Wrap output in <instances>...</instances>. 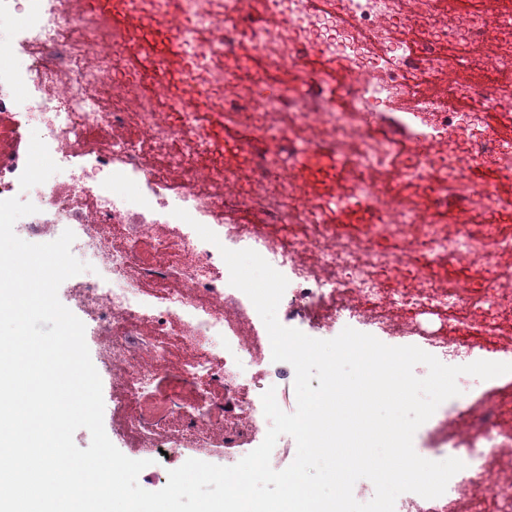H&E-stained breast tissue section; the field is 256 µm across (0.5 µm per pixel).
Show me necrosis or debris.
<instances>
[{"instance_id": "1", "label": "necrosis or debris", "mask_w": 512, "mask_h": 512, "mask_svg": "<svg viewBox=\"0 0 512 512\" xmlns=\"http://www.w3.org/2000/svg\"><path fill=\"white\" fill-rule=\"evenodd\" d=\"M242 0H180L166 24L176 33L188 65L177 88L166 81L144 90L140 80L120 79L122 35L104 17L85 13L81 0H0V197L27 185L37 211L16 221L17 236L56 233L70 225L71 251L91 265L95 278L74 283L70 302L83 313L97 339V362L112 380L114 405L138 431L154 456L182 442L212 445V420L224 416V445L239 448L266 434L262 395L273 365L263 321L251 300L230 285L222 249H251L284 275L281 303L289 319L331 329L341 318L393 338L419 337L439 360L471 354L472 346L450 342L412 321L386 317V308L432 312L455 308L467 327L495 330L491 313L512 308V294L497 288L475 294L445 285L438 273L471 260L512 256V233L497 220L512 212V198L466 181L464 165L477 162L512 172V143L482 131L462 151L437 152L442 134L459 129L469 111L507 96V89L452 82L448 97L429 95L425 84L460 66L487 72L512 69V19L475 15L465 23L443 20L439 0H330L317 10L312 0H264L272 21L246 20ZM501 34L492 57L473 48L487 34ZM248 43L261 60L241 68L236 47ZM330 59L323 89L289 93L274 85V73L299 68L305 48ZM247 87L249 107L266 121L256 128V151L247 173L228 166L224 147L207 133L188 98L204 93L225 123L239 102L228 89ZM387 112L389 131L366 134L362 119ZM303 131L301 140L289 138ZM48 149L52 178L32 179L26 144ZM335 157L336 192L323 203L297 185V154ZM397 167L402 181L424 185L431 209L400 203L378 181ZM124 178L132 191H104ZM359 203L373 216L360 236L339 230L325 205ZM458 203L464 213L454 232L435 216ZM256 207L276 224H232L231 214ZM186 210L190 221L174 216ZM488 219L473 230L468 211ZM218 237L200 238L194 223ZM416 227L413 258H406L404 231ZM392 241L380 251L372 242ZM151 243L153 259L139 260ZM411 268L413 284L404 281ZM192 351L180 378L196 395L185 409L171 389H157L170 355L171 336ZM512 394L502 393L471 416L453 437L466 473L447 486L446 504L428 506L414 494L398 512H512V475L499 464L512 456Z\"/></svg>"}]
</instances>
